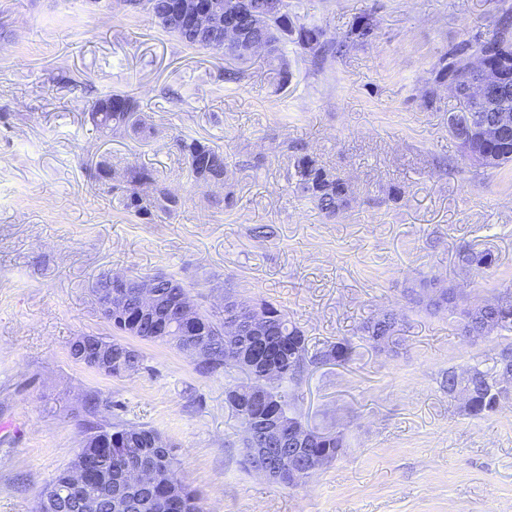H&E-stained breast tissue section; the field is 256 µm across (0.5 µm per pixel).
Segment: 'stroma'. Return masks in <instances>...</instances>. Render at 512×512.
Masks as SVG:
<instances>
[{"mask_svg": "<svg viewBox=\"0 0 512 512\" xmlns=\"http://www.w3.org/2000/svg\"><path fill=\"white\" fill-rule=\"evenodd\" d=\"M300 13L335 39L362 16L377 27L319 70L290 54L279 92L256 63L225 82L222 54L185 47L111 0H0V423L18 427L0 441V512H34L70 464L89 393L109 403L107 419L171 444L203 512H512V399L474 418L443 386L449 369L492 366L512 333L469 339L416 303L432 280L465 302L512 290V164L463 159L448 132L460 101L433 85L441 56L498 37L500 6L301 0ZM116 91L147 115L146 141L90 123L93 102ZM180 133L224 152V185L191 180ZM300 145L351 186L334 220L289 183ZM103 161L153 169L180 208L127 214L93 176ZM464 249L490 253L489 273L461 268ZM103 271L173 275L219 316L228 293L271 303L312 353L349 340V363L307 365L285 385L303 424L340 432L342 454L282 488L244 463L224 395L246 383L239 369L204 376L187 354L141 340L140 366L124 376L75 362V337L117 336L91 293ZM389 308L405 316L395 352L360 331Z\"/></svg>", "mask_w": 512, "mask_h": 512, "instance_id": "35a3bbf8", "label": "stroma"}]
</instances>
